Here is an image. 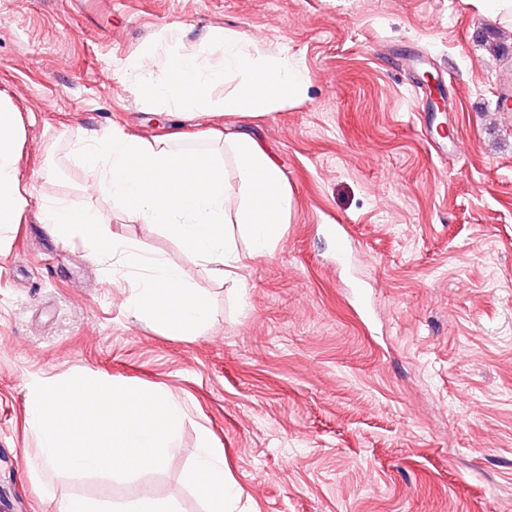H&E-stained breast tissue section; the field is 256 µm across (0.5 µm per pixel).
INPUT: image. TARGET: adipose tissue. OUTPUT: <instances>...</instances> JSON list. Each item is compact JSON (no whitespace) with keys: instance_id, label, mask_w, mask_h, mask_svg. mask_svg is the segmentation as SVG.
Segmentation results:
<instances>
[{"instance_id":"obj_1","label":"adipose tissue","mask_w":512,"mask_h":512,"mask_svg":"<svg viewBox=\"0 0 512 512\" xmlns=\"http://www.w3.org/2000/svg\"><path fill=\"white\" fill-rule=\"evenodd\" d=\"M221 53L211 63L200 53L176 52L159 62L140 65L138 77L152 88L160 110L189 116L220 111L260 119L307 93L304 73L285 55L251 50L234 34L215 33ZM223 95H216V88ZM21 138L18 113L0 104V229L21 223L27 197L17 166ZM185 133L173 130L145 140L116 127L92 139L76 137L72 154L98 190L117 200L128 218L160 225L165 234L193 254L203 266L216 265L230 275L242 258L271 255L287 223L291 192L281 169L248 135L231 138L213 133L212 148H183ZM38 220L52 237L81 236L99 262L121 261L139 273L128 301L134 317L162 315L167 335L201 334L210 307L197 288L162 257L143 252L119 234H104L89 208L69 202L42 205ZM247 244L239 253L238 241ZM208 512H225L236 490L224 470V452L202 435L195 468L189 476ZM61 512H178L176 504L143 488L132 501L107 508L103 500L74 496Z\"/></svg>"}]
</instances>
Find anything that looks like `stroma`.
<instances>
[{"instance_id":"1","label":"stroma","mask_w":512,"mask_h":512,"mask_svg":"<svg viewBox=\"0 0 512 512\" xmlns=\"http://www.w3.org/2000/svg\"><path fill=\"white\" fill-rule=\"evenodd\" d=\"M490 23L471 0H0V103L21 118L30 194L0 246V512L146 486L205 512L186 478L204 429L241 490L235 512H512V117L496 110L512 23L496 53ZM215 29L288 55L306 99L256 120L152 107L131 67L174 47L212 55ZM114 126L249 134L291 190L273 254L210 276L86 187L70 143ZM47 200L92 208L180 268L208 328L134 319L119 265L44 231ZM76 375L178 397L176 455L123 482L44 477L27 403Z\"/></svg>"}]
</instances>
